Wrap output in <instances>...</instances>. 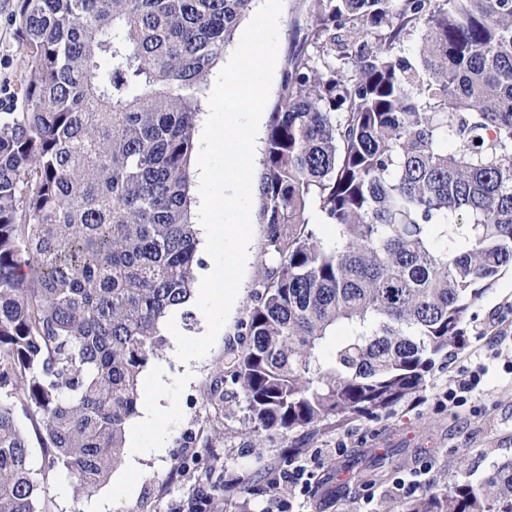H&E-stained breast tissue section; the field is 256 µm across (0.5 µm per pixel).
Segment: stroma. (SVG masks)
I'll use <instances>...</instances> for the list:
<instances>
[{
	"label": "stroma",
	"mask_w": 512,
	"mask_h": 512,
	"mask_svg": "<svg viewBox=\"0 0 512 512\" xmlns=\"http://www.w3.org/2000/svg\"><path fill=\"white\" fill-rule=\"evenodd\" d=\"M16 0H0V103L9 104L17 94L29 65L16 36L12 14ZM310 0H284L279 19V49L270 103H277L288 60L310 28ZM264 227L254 224L244 277L226 324L209 353L194 362L191 380L178 375L171 351H164L143 386L163 377L165 404L173 411L163 419V434L128 423L125 457L139 466L115 468L106 483L91 495L75 496L66 471L51 479L49 490L60 512H92L99 499L112 502V512H177L197 489L196 477L210 454L224 465V487L214 494L210 512H264L274 503L282 512H402V497L391 483L363 490L349 479L350 472L385 462L394 474L426 464L431 485L443 487L460 479L481 481L497 465L512 460V275L469 312L467 336L450 346L446 362L438 364L427 390L416 400L402 402L374 418L329 420L317 427L299 429L282 437L256 441L250 431L242 392L232 382L224 384V409L214 415L203 392L231 348L237 347L240 324L252 303L261 269ZM486 374L480 396L456 408L440 397L449 380L463 377L476 363ZM216 427H209L210 419ZM298 449L309 472L310 483L328 478L333 492L324 499L299 494L284 482V454ZM191 468L176 469L179 459ZM262 487L259 495L241 493L240 483ZM372 500H364L365 492Z\"/></svg>",
	"instance_id": "stroma-1"
}]
</instances>
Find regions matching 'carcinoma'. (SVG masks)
Segmentation results:
<instances>
[{
    "instance_id": "1",
    "label": "carcinoma",
    "mask_w": 512,
    "mask_h": 512,
    "mask_svg": "<svg viewBox=\"0 0 512 512\" xmlns=\"http://www.w3.org/2000/svg\"><path fill=\"white\" fill-rule=\"evenodd\" d=\"M252 0H17L29 58L0 112V512L107 481L193 296L190 158L207 77ZM257 186L263 275L203 398L240 386L256 437L423 393L512 273V0H312ZM417 47L402 48L407 30ZM346 334L336 339V327ZM212 458L197 512L221 486ZM380 465L355 480L383 483ZM402 512H512V461Z\"/></svg>"
}]
</instances>
